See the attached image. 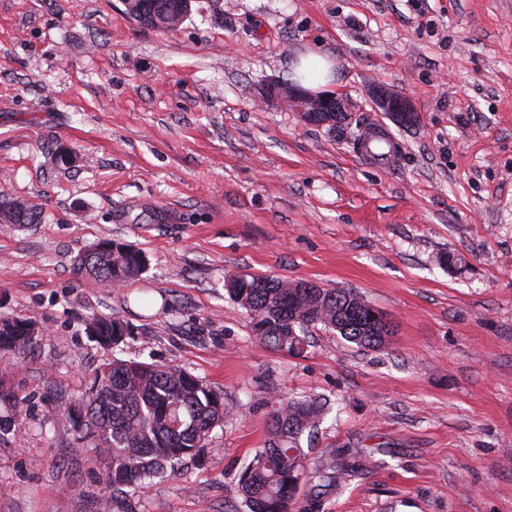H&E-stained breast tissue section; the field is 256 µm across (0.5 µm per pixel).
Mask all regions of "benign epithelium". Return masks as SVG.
<instances>
[{
    "label": "benign epithelium",
    "instance_id": "benign-epithelium-1",
    "mask_svg": "<svg viewBox=\"0 0 512 512\" xmlns=\"http://www.w3.org/2000/svg\"><path fill=\"white\" fill-rule=\"evenodd\" d=\"M267 97L298 113L303 123L318 127L346 130L355 110L352 101L339 94L313 92L293 82L271 84ZM370 98L377 111L398 127H413L420 120L411 100L386 84L375 85Z\"/></svg>",
    "mask_w": 512,
    "mask_h": 512
}]
</instances>
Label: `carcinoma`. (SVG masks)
<instances>
[{"instance_id":"cac0c4a2","label":"carcinoma","mask_w":512,"mask_h":512,"mask_svg":"<svg viewBox=\"0 0 512 512\" xmlns=\"http://www.w3.org/2000/svg\"><path fill=\"white\" fill-rule=\"evenodd\" d=\"M42 211L21 198L0 195V222L25 227L39 224ZM145 254L123 242L113 250L98 242L80 252L72 271L105 288L121 287L146 270ZM227 289L250 318L252 333L268 347L289 356L307 351L309 328L321 325L363 349H377L386 337L372 333L368 303L348 289L301 288L269 275H233ZM297 319L295 335L283 322ZM29 317L0 318V354L22 356L35 344ZM99 345L117 348L132 333L129 323L110 315H94L86 324ZM85 421L80 438L92 441L102 465V489L96 495L100 512H109V496L140 492L158 474L176 473L184 459L201 457L213 429L224 423L223 391L175 365L114 359L103 365L81 396ZM323 417L314 399H291L270 413L267 438L241 472L235 493L247 512H292L298 483L308 477L302 438L312 434ZM358 471L341 459L316 477L337 485Z\"/></svg>"}]
</instances>
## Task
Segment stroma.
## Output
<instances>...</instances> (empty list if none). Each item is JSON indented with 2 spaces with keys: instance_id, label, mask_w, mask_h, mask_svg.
I'll return each instance as SVG.
<instances>
[{
  "instance_id": "1",
  "label": "stroma",
  "mask_w": 512,
  "mask_h": 512,
  "mask_svg": "<svg viewBox=\"0 0 512 512\" xmlns=\"http://www.w3.org/2000/svg\"><path fill=\"white\" fill-rule=\"evenodd\" d=\"M307 52L361 103L354 126L386 124L396 165L262 103ZM379 80L419 125L366 103ZM1 191L45 220L0 224V317L40 328L0 355V512H94L101 464L69 414L115 358L186 369L230 413L200 459L111 512H239L238 476L293 397L326 405L310 465H360L339 488L302 481L297 507L512 512V0H195L169 32L122 0H0ZM105 240L146 255L138 280L74 276ZM249 273L352 289L394 334L372 351L317 327L281 354L224 288ZM95 313L132 336L101 348Z\"/></svg>"
}]
</instances>
